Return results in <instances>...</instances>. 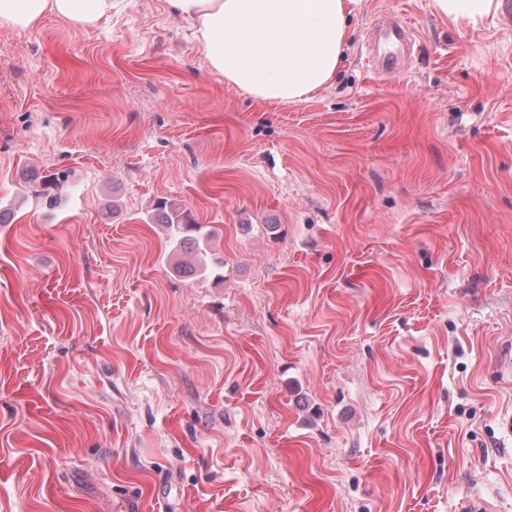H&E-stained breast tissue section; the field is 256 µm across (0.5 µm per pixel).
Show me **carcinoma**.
Wrapping results in <instances>:
<instances>
[{
    "label": "carcinoma",
    "instance_id": "obj_1",
    "mask_svg": "<svg viewBox=\"0 0 512 512\" xmlns=\"http://www.w3.org/2000/svg\"><path fill=\"white\" fill-rule=\"evenodd\" d=\"M67 183V175L63 172L45 175L37 179L25 182L20 194L27 193L41 200V203L49 208H54ZM148 223L159 224L173 244L179 247H194L199 251L202 271H210L217 280L224 279L220 273L223 263L207 264L205 256L210 250V243L216 231L207 224H197L184 208L173 202L161 200L148 212Z\"/></svg>",
    "mask_w": 512,
    "mask_h": 512
}]
</instances>
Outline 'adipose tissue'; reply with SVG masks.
<instances>
[{"label":"adipose tissue","instance_id":"ef3b65f1","mask_svg":"<svg viewBox=\"0 0 512 512\" xmlns=\"http://www.w3.org/2000/svg\"><path fill=\"white\" fill-rule=\"evenodd\" d=\"M363 0H167L191 22L210 68L227 84L279 105L310 100L332 85L352 39L350 22ZM435 14L479 27L502 0H430ZM112 0H0V28L19 31L49 16L95 25Z\"/></svg>","mask_w":512,"mask_h":512}]
</instances>
